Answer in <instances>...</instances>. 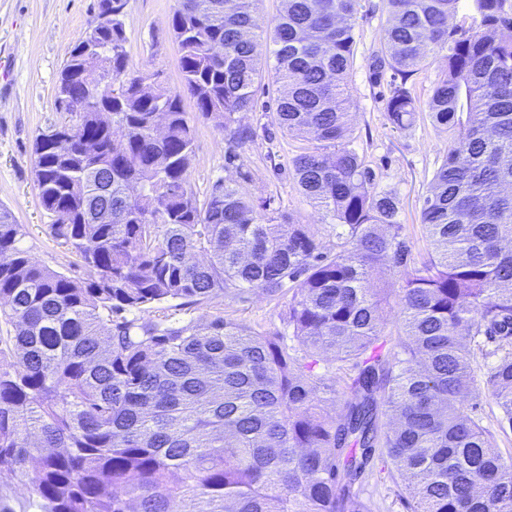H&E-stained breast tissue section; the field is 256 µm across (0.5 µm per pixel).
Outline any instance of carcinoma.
<instances>
[{"label": "carcinoma", "instance_id": "1", "mask_svg": "<svg viewBox=\"0 0 512 512\" xmlns=\"http://www.w3.org/2000/svg\"><path fill=\"white\" fill-rule=\"evenodd\" d=\"M282 2L275 120L317 142L291 166L333 241L225 179L199 199L194 126L179 94L143 90L126 0H99L72 46L57 98L77 133L50 151L37 135L33 164L54 238L88 275L33 260L0 204V357L12 358L0 361V475L28 488L20 499L0 484V512H373L353 486L386 456L408 512H512V460L471 404L479 351L495 358L483 384L512 428V0H387L375 74L392 71L388 119L415 124L407 81L441 59L427 112L449 135L421 206L430 252L399 288L390 349L381 274L407 267L410 248L397 194L352 147L358 0ZM258 3L175 0L169 20L230 164L254 136L238 114L262 80ZM463 9L479 23H453ZM90 42L108 87L85 74ZM105 205L110 224L93 218ZM257 293L285 301L297 345L221 313L177 317ZM399 310L398 298L394 292L389 298V303L384 306L382 313V330L385 335L382 339L386 341L387 348L394 347L397 342V332L400 326Z\"/></svg>", "mask_w": 512, "mask_h": 512}]
</instances>
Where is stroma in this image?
<instances>
[{
	"mask_svg": "<svg viewBox=\"0 0 512 512\" xmlns=\"http://www.w3.org/2000/svg\"><path fill=\"white\" fill-rule=\"evenodd\" d=\"M98 0H0V204L7 206L26 234L22 249L41 265L83 276V268H69L51 229L52 218L41 207L35 182L32 147L35 137L64 119L56 100L58 74L80 35L97 21ZM174 0H126L123 22L130 64L147 77L180 93L182 106L196 128V150L190 183L197 195L209 193L213 183L249 172L241 191L252 200L274 197L281 214L319 228L325 239L335 233L323 215L302 195L291 172V160L304 145L273 120L270 111L282 86L275 78L273 57L263 60L264 78L257 104L243 113V124L256 131L240 151L238 168L227 167L229 137L215 122L200 117L186 94L180 52L169 31ZM386 0H359L355 24L353 68L347 78L354 146L374 169L381 188L394 190L401 200L400 221L412 261L426 253L420 222L436 162L448 150V134L427 116L407 130L390 124L386 112L388 87L372 78L373 57L381 47L387 24ZM281 303L253 295L247 305L231 308L216 304L192 310L194 318L218 312L256 328H279ZM374 512H407L403 491L391 463L377 462L364 486Z\"/></svg>",
	"mask_w": 512,
	"mask_h": 512,
	"instance_id": "35a3bbf8",
	"label": "stroma"
}]
</instances>
